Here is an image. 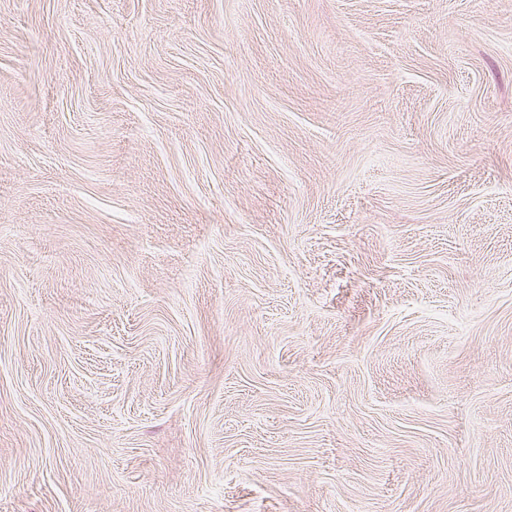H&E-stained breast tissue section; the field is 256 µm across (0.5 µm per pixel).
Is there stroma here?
Listing matches in <instances>:
<instances>
[{
    "mask_svg": "<svg viewBox=\"0 0 512 512\" xmlns=\"http://www.w3.org/2000/svg\"><path fill=\"white\" fill-rule=\"evenodd\" d=\"M0 512H512V0H0Z\"/></svg>",
    "mask_w": 512,
    "mask_h": 512,
    "instance_id": "obj_1",
    "label": "stroma"
}]
</instances>
